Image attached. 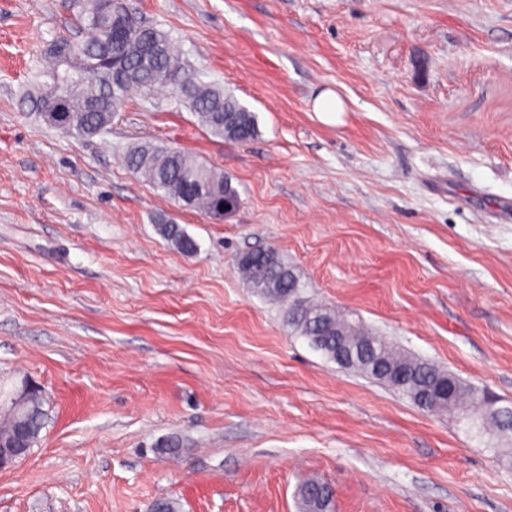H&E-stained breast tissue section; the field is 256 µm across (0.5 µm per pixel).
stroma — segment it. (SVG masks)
<instances>
[{
    "label": "stroma",
    "mask_w": 512,
    "mask_h": 512,
    "mask_svg": "<svg viewBox=\"0 0 512 512\" xmlns=\"http://www.w3.org/2000/svg\"><path fill=\"white\" fill-rule=\"evenodd\" d=\"M131 6L259 132L213 136L165 91L100 136L49 126L20 95L70 0H0V389L36 383L49 415L0 512H300L305 477L334 512H512L488 437L327 361L236 273L274 248L319 302L512 406V0ZM326 89L339 123L312 110ZM145 143L240 206L164 196L122 162ZM158 232L167 241L174 245L179 251L183 253H194L197 250V244L179 224L172 221L162 222L157 224Z\"/></svg>",
    "instance_id": "stroma-1"
}]
</instances>
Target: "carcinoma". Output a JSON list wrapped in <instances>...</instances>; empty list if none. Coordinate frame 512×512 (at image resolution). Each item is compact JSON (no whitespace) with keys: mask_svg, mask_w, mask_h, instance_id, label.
Wrapping results in <instances>:
<instances>
[{"mask_svg":"<svg viewBox=\"0 0 512 512\" xmlns=\"http://www.w3.org/2000/svg\"><path fill=\"white\" fill-rule=\"evenodd\" d=\"M79 38L61 37L44 52V74L51 84H36L22 98L32 112L44 113L55 104V85H69L65 115L60 130L84 137L105 133L112 118L131 93L146 96L160 90L173 94L187 105L198 122L213 134L233 143H244L258 135L255 113L249 111L224 88L189 73L179 46L170 33L139 17L131 23L129 37L113 41L109 28L100 23L106 14L126 13L130 0H72ZM161 47L158 55L149 52L148 40ZM124 165L141 175L169 198L222 217L240 204V194L232 181L195 157L165 145H140L129 149ZM158 232L183 253H193L197 244L180 225L166 221ZM237 271L257 293L284 305L288 327L305 338L327 360H333L336 342L351 348L368 342L381 356L385 372L377 373L357 361L350 368L385 384L418 408L448 413L487 435L500 449L499 460L512 466V407L496 413L487 405L485 392L461 381L454 374L448 395L437 391L443 369L422 357L399 351V347L376 335L360 321H350L335 309L307 296L306 287L273 249L241 254ZM48 421L45 399L37 391L15 415L0 417V442H8L19 423L26 424L30 445L40 439ZM302 512H332L333 487L312 478L300 485Z\"/></svg>","mask_w":512,"mask_h":512,"instance_id":"cac0c4a2","label":"carcinoma"}]
</instances>
